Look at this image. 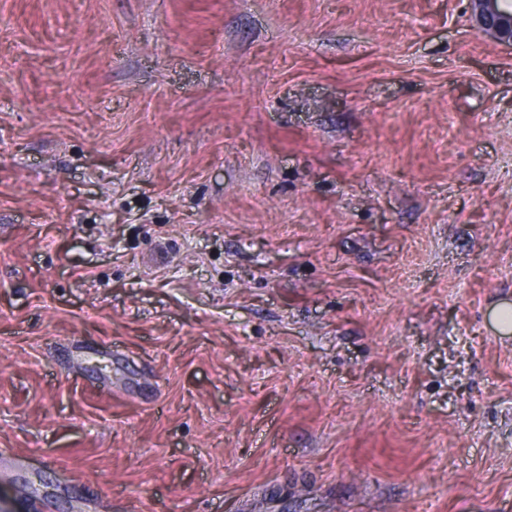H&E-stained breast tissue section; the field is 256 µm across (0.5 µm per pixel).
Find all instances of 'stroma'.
<instances>
[{
    "label": "stroma",
    "instance_id": "stroma-1",
    "mask_svg": "<svg viewBox=\"0 0 512 512\" xmlns=\"http://www.w3.org/2000/svg\"><path fill=\"white\" fill-rule=\"evenodd\" d=\"M502 306L467 0H0L5 512H512Z\"/></svg>",
    "mask_w": 512,
    "mask_h": 512
}]
</instances>
